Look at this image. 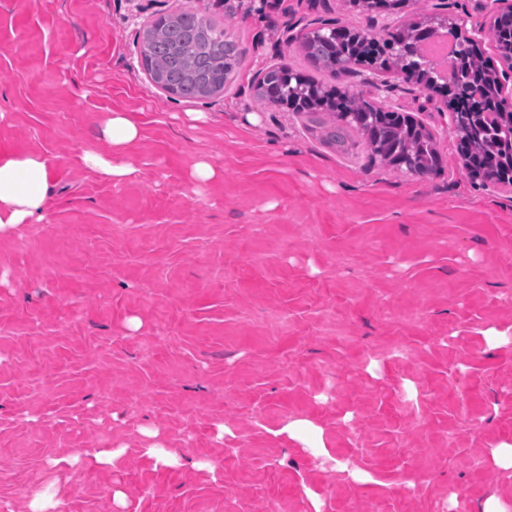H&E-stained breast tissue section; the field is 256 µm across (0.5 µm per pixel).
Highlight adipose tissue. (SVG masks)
Wrapping results in <instances>:
<instances>
[{
  "instance_id": "adipose-tissue-1",
  "label": "adipose tissue",
  "mask_w": 512,
  "mask_h": 512,
  "mask_svg": "<svg viewBox=\"0 0 512 512\" xmlns=\"http://www.w3.org/2000/svg\"><path fill=\"white\" fill-rule=\"evenodd\" d=\"M103 134L109 153L87 151L81 161L106 180L122 181L133 172L125 156L139 129L127 113L115 112L106 120ZM50 182V169L41 155L0 152V237L43 220Z\"/></svg>"
}]
</instances>
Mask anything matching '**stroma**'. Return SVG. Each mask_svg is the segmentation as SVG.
Listing matches in <instances>:
<instances>
[{"label":"stroma","mask_w":512,"mask_h":512,"mask_svg":"<svg viewBox=\"0 0 512 512\" xmlns=\"http://www.w3.org/2000/svg\"><path fill=\"white\" fill-rule=\"evenodd\" d=\"M182 8L243 52L223 93L182 99L143 69L155 18ZM493 0H0V151L52 168L44 220L0 237V512H480L512 503V187L470 173L451 114L361 63L350 91L433 135L428 176L324 144L252 82L305 67L286 28L460 18L496 69ZM131 113L115 184L78 162ZM203 113L190 121L189 113ZM218 179L191 178L197 160ZM509 336L494 346L487 331ZM307 420L321 463L278 431ZM226 434H219V427ZM178 451L159 468L146 431ZM102 448L112 469L56 467Z\"/></svg>","instance_id":"35a3bbf8"}]
</instances>
